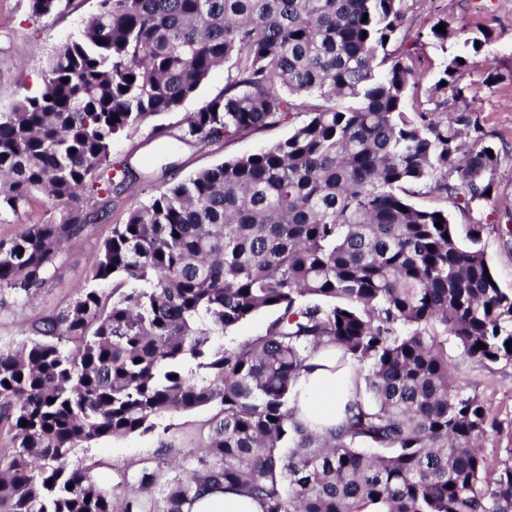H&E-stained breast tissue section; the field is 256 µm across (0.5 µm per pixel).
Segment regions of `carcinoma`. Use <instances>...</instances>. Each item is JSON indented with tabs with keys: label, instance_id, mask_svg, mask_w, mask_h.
Masks as SVG:
<instances>
[{
	"label": "carcinoma",
	"instance_id": "obj_1",
	"mask_svg": "<svg viewBox=\"0 0 512 512\" xmlns=\"http://www.w3.org/2000/svg\"><path fill=\"white\" fill-rule=\"evenodd\" d=\"M61 4L28 0L36 16ZM407 11L405 0H97L45 90L0 113V213L149 178L112 163V142L177 111L222 66L224 92L179 141L291 125L256 153L171 175L114 226L91 266L115 283L111 307L92 288L21 346H0V426L12 433L0 512H184L205 488L244 492L264 512H512V428L448 357L451 342L477 368L512 364V292L491 272L482 220L464 245L448 210L410 200L422 186L480 211L498 154L458 106L478 89L459 82V59L434 86L452 100L408 103L420 56L390 49ZM107 216L70 211L0 239V294L36 296L64 245ZM261 312L272 313L261 334L217 343ZM325 347L362 386L321 434L292 403ZM204 406L219 413L203 454L172 477L138 469L137 496L119 503L66 464L75 448ZM495 434L508 445L489 457Z\"/></svg>",
	"mask_w": 512,
	"mask_h": 512
}]
</instances>
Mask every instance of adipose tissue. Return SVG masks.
Masks as SVG:
<instances>
[{
  "instance_id": "obj_1",
  "label": "adipose tissue",
  "mask_w": 512,
  "mask_h": 512,
  "mask_svg": "<svg viewBox=\"0 0 512 512\" xmlns=\"http://www.w3.org/2000/svg\"><path fill=\"white\" fill-rule=\"evenodd\" d=\"M313 368L301 380L298 417L318 432L336 427L344 415L353 388V375L348 369L336 366L334 352L317 355ZM255 498L233 490L199 491L190 512H262Z\"/></svg>"
}]
</instances>
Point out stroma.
I'll return each mask as SVG.
<instances>
[{
	"instance_id": "stroma-1",
	"label": "stroma",
	"mask_w": 512,
	"mask_h": 512,
	"mask_svg": "<svg viewBox=\"0 0 512 512\" xmlns=\"http://www.w3.org/2000/svg\"><path fill=\"white\" fill-rule=\"evenodd\" d=\"M408 6V21L396 41L416 45L424 64L415 98L427 101L441 70L459 56L467 58L469 77L479 84L485 64H492L502 76L492 87L480 84L467 106L486 141L498 153L494 192L481 210L488 224L483 244L499 286L510 292L512 242L503 238L502 231L512 226V0H408ZM96 8L97 0H80L57 14L38 18L31 14L27 0H0V113L10 111L16 101L43 91V75L55 49L81 38L86 21ZM441 19L452 31L443 43L427 36L429 28ZM475 38L482 41L476 52L470 47ZM225 83V70H214L193 97L178 111L159 116L157 124L168 132H178L187 115L223 92ZM290 131L285 124L270 126L243 138L207 146L183 145L173 152L163 150L161 139L153 136L148 125L114 140L113 162H129L136 170L149 172L150 180L113 198L106 221L83 225L72 244L60 253L48 283L36 298H9L0 303V345L23 342L41 317L67 308L93 287L90 267L114 225L125 223L133 207L147 203L168 187L164 165H172L184 178L282 141ZM63 210V205H51L44 197H35L18 213L0 215V239L14 237L23 225L57 219ZM460 378L465 382L479 381L493 415L503 425L512 424V365L500 364L489 372L467 371ZM216 413L212 406L167 415L162 420L168 428L165 437L151 433L108 437L73 450L67 457L68 466L89 469L93 478L117 496L135 495L131 474L143 466L189 460L198 455Z\"/></svg>"
}]
</instances>
